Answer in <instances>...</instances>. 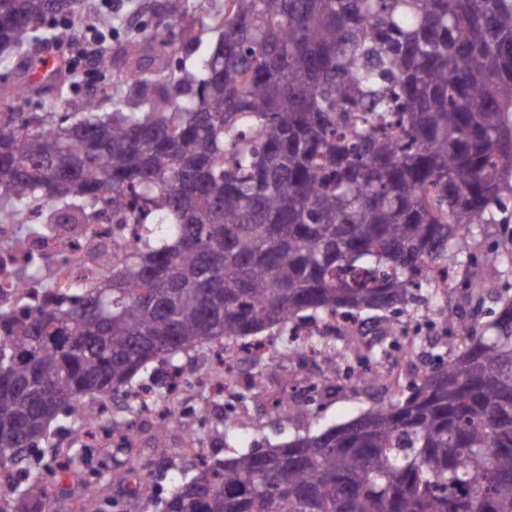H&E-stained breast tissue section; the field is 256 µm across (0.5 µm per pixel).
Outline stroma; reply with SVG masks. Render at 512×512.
I'll return each mask as SVG.
<instances>
[{"instance_id": "stroma-1", "label": "stroma", "mask_w": 512, "mask_h": 512, "mask_svg": "<svg viewBox=\"0 0 512 512\" xmlns=\"http://www.w3.org/2000/svg\"><path fill=\"white\" fill-rule=\"evenodd\" d=\"M143 0H112L111 6H104L102 0H90V9L85 25L100 31H108L105 58H112L118 46L128 40L150 32L158 22L142 7ZM187 12L183 20L173 23L166 60L173 70L195 71L199 53L181 38L180 32L189 23L208 24L214 15L224 9V0H186ZM57 42L52 45L50 57L55 65L68 69L70 83L69 105L59 109L54 105L56 89L52 80L37 76L40 54L30 56L10 52L0 55V89L17 82H26L30 93L17 100L13 109L27 114L37 113L49 121L60 122L64 112H78L85 98L100 96L104 111H111L113 101L128 96L130 88L117 81L113 66L96 70L93 77H85L70 69V49L82 29L64 26L60 19L50 22ZM512 237V197L504 209L492 212L490 223L475 227L472 235L459 240L448 251L449 264L474 262L487 272L483 288L477 289L457 279L447 295L428 298L415 304L408 321L428 326L426 344L434 346L436 352H445L453 344L458 332L456 324L446 319L449 312L456 311L464 318H476L486 322L492 320L497 308L496 300L502 296L512 297V261L503 259L502 245ZM348 336L336 334L321 339L323 350L343 352V359L335 365L323 361H310L306 365L291 364L287 372L271 370L264 392L252 396L245 404L239 405L234 414H226L224 398L210 394L202 398L200 387L190 388L185 398L190 402H203L205 410L194 417L200 429V438L194 453L187 454L172 444H159L153 438L152 422L138 411L125 404L112 406V415L134 423L141 434L137 449L145 463L143 469H128L124 449L97 443L95 457L101 460L104 469L102 477L110 488L108 499L102 505V512H127L133 499H140L149 512H160V501L167 497L174 475L185 470L197 456L224 457L229 451L250 448H265L309 431L318 432L331 426L348 422L373 406H386L409 395L412 384L420 382L422 370L430 369L429 358L414 359L401 376L400 385L393 386L385 381L379 367L366 361L357 360L347 350ZM335 373L340 384L327 385L318 395L306 401L291 403L288 412L273 418L268 414V403L284 385H299L308 378H321ZM232 426L236 439L232 448L224 446V428ZM53 446L60 461L48 478L49 512H78L73 500L78 495L89 472L75 473L69 459L71 448L63 443L62 436H54Z\"/></svg>"}]
</instances>
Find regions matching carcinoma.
Here are the masks:
<instances>
[{"instance_id":"1","label":"carcinoma","mask_w":512,"mask_h":512,"mask_svg":"<svg viewBox=\"0 0 512 512\" xmlns=\"http://www.w3.org/2000/svg\"><path fill=\"white\" fill-rule=\"evenodd\" d=\"M171 21L185 0H161ZM87 0H0V50L47 40V18L83 22ZM197 73L169 72L170 28L113 56L133 93L66 126L0 125V220L40 209L60 224H142L92 284L47 283L23 316L0 312V512H46L41 475L59 422L132 429L126 399L153 362L210 342L233 353L294 321L405 313L422 282L448 293V248L512 192V0H224ZM404 400L181 474L163 512H512V298ZM370 359L381 341L353 344ZM260 363L241 399L260 393ZM162 440L199 436L191 420ZM97 482L82 512H99Z\"/></svg>"}]
</instances>
